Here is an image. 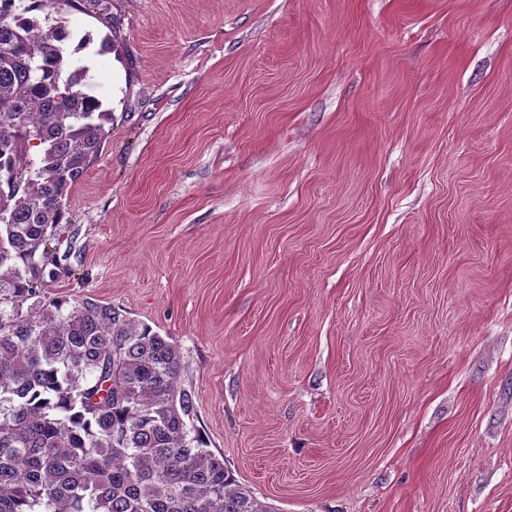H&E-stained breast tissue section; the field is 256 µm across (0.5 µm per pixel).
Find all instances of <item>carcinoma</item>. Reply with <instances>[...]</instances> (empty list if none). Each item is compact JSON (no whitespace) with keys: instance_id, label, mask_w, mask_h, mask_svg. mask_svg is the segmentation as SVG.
I'll return each instance as SVG.
<instances>
[{"instance_id":"carcinoma-1","label":"carcinoma","mask_w":512,"mask_h":512,"mask_svg":"<svg viewBox=\"0 0 512 512\" xmlns=\"http://www.w3.org/2000/svg\"><path fill=\"white\" fill-rule=\"evenodd\" d=\"M92 42L0 0V512H272L188 427L174 341L92 298L35 299L69 272L49 229L112 123L73 61Z\"/></svg>"}]
</instances>
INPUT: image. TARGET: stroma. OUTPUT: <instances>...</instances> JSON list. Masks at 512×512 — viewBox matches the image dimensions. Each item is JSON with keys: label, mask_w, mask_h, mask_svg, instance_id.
<instances>
[{"label": "stroma", "mask_w": 512, "mask_h": 512, "mask_svg": "<svg viewBox=\"0 0 512 512\" xmlns=\"http://www.w3.org/2000/svg\"><path fill=\"white\" fill-rule=\"evenodd\" d=\"M63 18L112 124L39 298L172 338L273 512H512V0Z\"/></svg>", "instance_id": "1"}]
</instances>
